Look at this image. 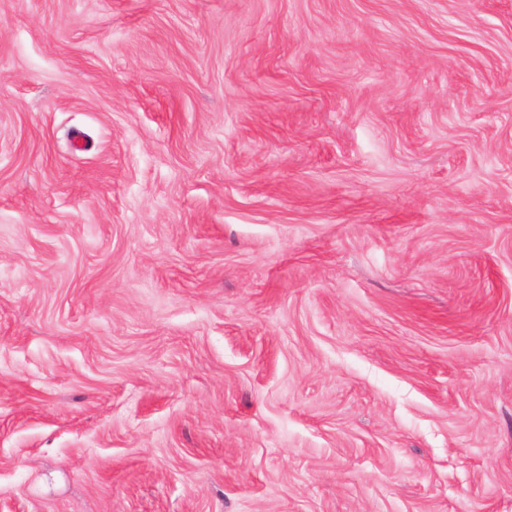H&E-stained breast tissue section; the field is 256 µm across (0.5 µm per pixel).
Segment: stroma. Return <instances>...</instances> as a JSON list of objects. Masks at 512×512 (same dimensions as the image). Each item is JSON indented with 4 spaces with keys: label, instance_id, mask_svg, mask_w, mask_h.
<instances>
[{
    "label": "stroma",
    "instance_id": "35a3bbf8",
    "mask_svg": "<svg viewBox=\"0 0 512 512\" xmlns=\"http://www.w3.org/2000/svg\"><path fill=\"white\" fill-rule=\"evenodd\" d=\"M0 512H512V0H0Z\"/></svg>",
    "mask_w": 512,
    "mask_h": 512
}]
</instances>
